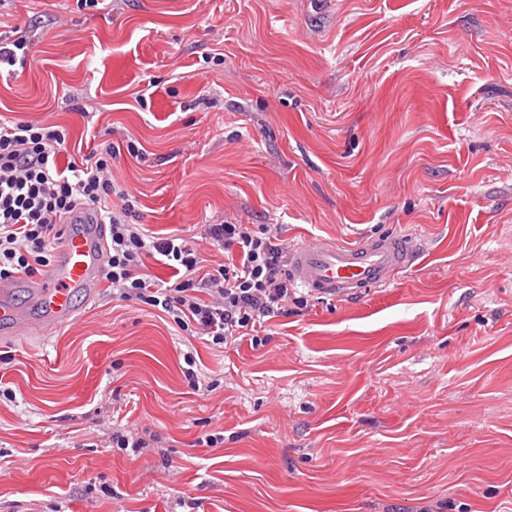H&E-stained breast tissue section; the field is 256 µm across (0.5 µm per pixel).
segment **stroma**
<instances>
[{
	"instance_id": "obj_1",
	"label": "stroma",
	"mask_w": 512,
	"mask_h": 512,
	"mask_svg": "<svg viewBox=\"0 0 512 512\" xmlns=\"http://www.w3.org/2000/svg\"><path fill=\"white\" fill-rule=\"evenodd\" d=\"M15 29L0 120L65 128L64 163L106 137L157 236L418 256L258 348L105 284L73 324L0 335V512H512V0H14ZM14 38L10 36L0 37V69L2 65L14 66L19 61L23 63L29 53L30 43L26 34L18 33V30Z\"/></svg>"
}]
</instances>
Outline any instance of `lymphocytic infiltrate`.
<instances>
[{
	"label": "lymphocytic infiltrate",
	"mask_w": 512,
	"mask_h": 512,
	"mask_svg": "<svg viewBox=\"0 0 512 512\" xmlns=\"http://www.w3.org/2000/svg\"><path fill=\"white\" fill-rule=\"evenodd\" d=\"M61 130L32 122H0V284L47 266L59 239V224L80 209L97 212L109 227L105 278L119 297L159 311L183 331L224 345L240 338L265 345L261 331L274 318L296 315L297 297L288 269L289 248L281 229L213 224L211 243L228 262L203 269L199 245L178 234L154 236L131 223L134 205L112 181L111 142L93 147L81 161L61 164ZM158 255L175 272L159 283L143 260Z\"/></svg>",
	"instance_id": "1"
}]
</instances>
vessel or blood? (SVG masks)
Returning a JSON list of instances; mask_svg holds the SVG:
<instances>
[{"label": "vessel or blood", "instance_id": "1", "mask_svg": "<svg viewBox=\"0 0 512 512\" xmlns=\"http://www.w3.org/2000/svg\"><path fill=\"white\" fill-rule=\"evenodd\" d=\"M104 248L102 225L90 215H81L74 229L64 233L60 262L33 285L39 316L20 317L9 306L11 290L4 286L0 288V322L11 325L17 336L48 334L73 322L78 314L75 292L89 296L101 285ZM415 259V247L406 238L367 239L354 246L318 240L293 249L290 272L297 283L312 292L346 297L386 285Z\"/></svg>", "mask_w": 512, "mask_h": 512}]
</instances>
